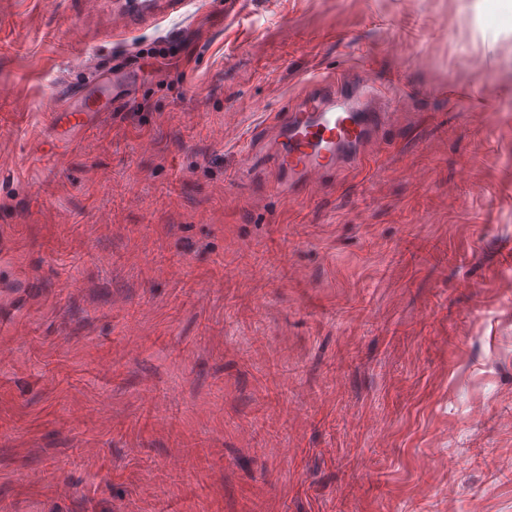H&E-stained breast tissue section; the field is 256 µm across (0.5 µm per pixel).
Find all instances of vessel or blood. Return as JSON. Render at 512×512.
Returning a JSON list of instances; mask_svg holds the SVG:
<instances>
[{"label":"vessel or blood","instance_id":"1","mask_svg":"<svg viewBox=\"0 0 512 512\" xmlns=\"http://www.w3.org/2000/svg\"><path fill=\"white\" fill-rule=\"evenodd\" d=\"M187 4L188 0H113L112 30L130 33ZM69 67L84 74L85 80L57 94L46 118V133L60 151L74 145L87 128L130 105L140 86L132 63L104 71L77 53L71 56ZM391 88L390 82L364 76L315 78L305 98L276 113L273 155L280 174L276 188L284 200L318 197L336 170L359 160L365 148L377 155L386 150L382 127L410 110L404 98L387 108L381 105V92Z\"/></svg>","mask_w":512,"mask_h":512}]
</instances>
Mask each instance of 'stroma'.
Here are the masks:
<instances>
[{
    "label": "stroma",
    "mask_w": 512,
    "mask_h": 512,
    "mask_svg": "<svg viewBox=\"0 0 512 512\" xmlns=\"http://www.w3.org/2000/svg\"><path fill=\"white\" fill-rule=\"evenodd\" d=\"M74 53L143 83L55 159ZM362 64L408 122L280 202L271 114ZM0 231V512H512V0H192L126 36L0 0Z\"/></svg>",
    "instance_id": "35a3bbf8"
}]
</instances>
